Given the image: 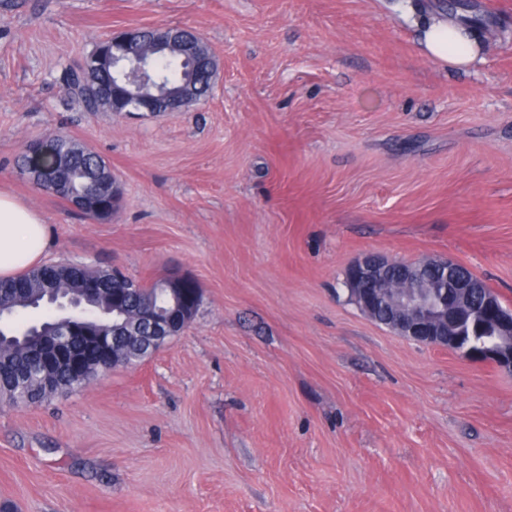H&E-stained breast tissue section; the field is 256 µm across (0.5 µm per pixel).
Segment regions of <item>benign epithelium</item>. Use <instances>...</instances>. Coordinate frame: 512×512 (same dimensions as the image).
<instances>
[{"label":"benign epithelium","instance_id":"7a95c632","mask_svg":"<svg viewBox=\"0 0 512 512\" xmlns=\"http://www.w3.org/2000/svg\"><path fill=\"white\" fill-rule=\"evenodd\" d=\"M141 34V28L132 27L112 37V62L123 85L121 95L114 98L112 111H119L125 103L130 113L179 112L195 102V99L174 91L160 105L144 93L143 87L154 68V61L136 51ZM30 154L37 162L35 169L44 170L55 154L53 142L44 139L34 143ZM393 267L399 270L405 288L385 293L379 289V284ZM425 269L437 280V287L430 293L415 286ZM345 284L355 304L367 316H373L382 307L388 308L390 317L383 325L397 335L422 345L459 352L471 361L490 364L512 374V343L484 351L460 348L455 329L468 316L473 319L475 328L489 320L499 335L511 336L512 305L505 304L497 293L485 291V284L461 272L457 262L448 258L405 262L365 254L348 267ZM72 308L69 303L58 306L60 315L67 322L56 329L54 335L39 340L33 354V370L47 381L64 364L79 379L90 364L102 375L124 366L113 353L116 337L96 334L81 323L68 321ZM146 318L145 322L137 320L125 328V337L136 341L139 354L144 358L152 356L174 334V314L155 310L147 313Z\"/></svg>","mask_w":512,"mask_h":512}]
</instances>
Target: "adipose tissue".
Wrapping results in <instances>:
<instances>
[{"mask_svg": "<svg viewBox=\"0 0 512 512\" xmlns=\"http://www.w3.org/2000/svg\"><path fill=\"white\" fill-rule=\"evenodd\" d=\"M425 48L434 59L461 68L468 67L480 52L468 30L451 21L428 25ZM48 243L41 214L12 195L0 193V278H12L39 265Z\"/></svg>", "mask_w": 512, "mask_h": 512, "instance_id": "ef3b65f1", "label": "adipose tissue"}]
</instances>
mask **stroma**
I'll list each match as a JSON object with an SVG mask.
<instances>
[{"instance_id":"35a3bbf8","label":"stroma","mask_w":512,"mask_h":512,"mask_svg":"<svg viewBox=\"0 0 512 512\" xmlns=\"http://www.w3.org/2000/svg\"><path fill=\"white\" fill-rule=\"evenodd\" d=\"M479 40L458 70L426 21ZM199 34L182 112H88L62 77L130 27ZM65 133L123 192L99 222L17 165ZM0 191L44 262L199 290L152 358L0 401V512H512V375L365 316L367 252L450 258L512 303V0H0Z\"/></svg>"}]
</instances>
